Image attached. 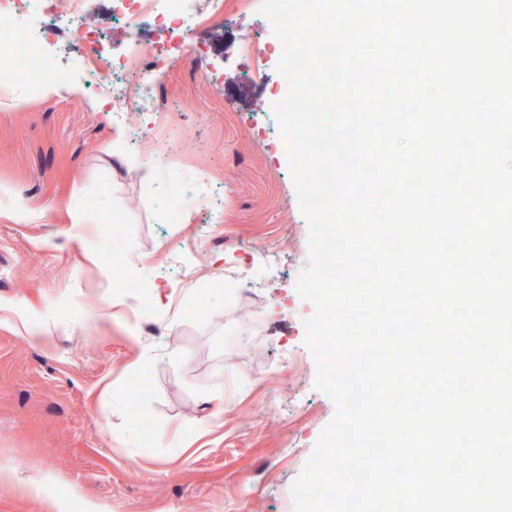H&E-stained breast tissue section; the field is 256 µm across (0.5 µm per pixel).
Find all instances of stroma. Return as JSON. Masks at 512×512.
I'll return each instance as SVG.
<instances>
[{"mask_svg":"<svg viewBox=\"0 0 512 512\" xmlns=\"http://www.w3.org/2000/svg\"><path fill=\"white\" fill-rule=\"evenodd\" d=\"M261 0H224V14L193 29L194 59L159 60L164 99L181 104L136 153L150 159L172 135L184 145L170 175L124 163L109 106L64 84L50 98L18 78L0 83V187L35 212L16 220L0 198V512H294L291 486L334 402L315 388L305 344L314 314L296 281L309 257V222L296 195L287 144L273 113L288 92L279 40ZM60 62L86 46L67 0H44ZM125 55L111 0L82 17ZM219 197L209 210L172 213L184 182ZM92 205L75 237L70 217ZM114 224L150 279L152 312L120 294L98 244ZM203 242L194 277L172 293L160 265L169 250ZM280 246L252 298L231 275L240 258ZM226 287L209 288L215 275ZM203 303L176 318L179 301ZM42 327L47 340L27 338ZM151 385L127 387L143 367ZM145 418L148 433L134 421Z\"/></svg>","mask_w":512,"mask_h":512,"instance_id":"obj_1","label":"stroma"}]
</instances>
